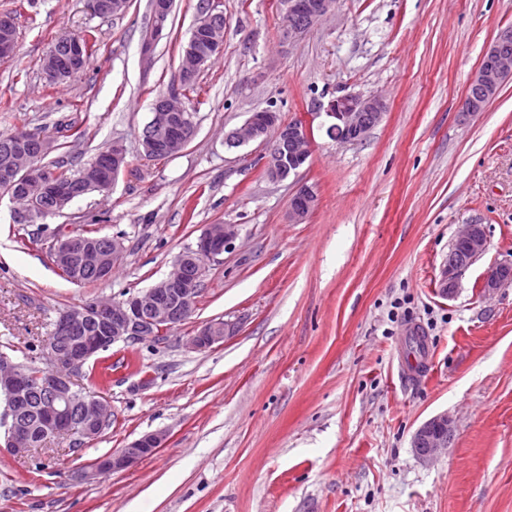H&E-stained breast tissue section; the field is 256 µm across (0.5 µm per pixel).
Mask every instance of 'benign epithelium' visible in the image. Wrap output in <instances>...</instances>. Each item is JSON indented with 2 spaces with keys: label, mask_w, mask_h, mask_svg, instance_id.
Masks as SVG:
<instances>
[{
  "label": "benign epithelium",
  "mask_w": 512,
  "mask_h": 512,
  "mask_svg": "<svg viewBox=\"0 0 512 512\" xmlns=\"http://www.w3.org/2000/svg\"><path fill=\"white\" fill-rule=\"evenodd\" d=\"M337 0H281L287 22L283 38L291 42L303 34L314 22L320 20L335 8ZM12 21L0 17V59L16 54L17 39L11 33ZM163 28L152 27L142 45V57L150 62L154 45ZM512 42V28L499 31L483 52L477 69L471 75L469 87L479 93L466 105L468 112L484 110L483 102L496 96L503 82L512 77V55L507 45ZM224 49V21L222 13L210 4L207 13L197 15L191 35L182 53V62L175 86L168 93L158 97L152 107V115L141 135L144 151L154 156L161 153L167 157L180 153L194 138L195 126L183 117L186 112L181 97V86L189 83L200 71V65L210 55H217ZM43 75L53 83L71 76L65 63L56 57L47 58ZM387 112L385 100L375 94H347L328 102L326 116L333 119L330 130H340L346 141L363 139L378 125ZM275 131L269 150L264 173L271 182H279L291 175L299 174L311 154L313 131L307 124L295 121L283 123L277 112L266 109L253 113L245 122L234 129L225 142L230 147H239L254 141H266L268 133ZM19 146L12 147L0 156V193L22 206L16 217L25 223H34L42 216L57 215L70 202V191L55 184L49 171L37 164L52 149L51 141L42 134L28 132L18 137ZM127 165L126 151L122 144L115 142L99 163H92L85 173V184L90 188H108L111 182L103 180L106 169L118 175ZM315 206V196L307 188L299 189L289 206V218L293 224L304 221ZM235 224H213L201 236L190 258L178 259L170 272L145 291L114 299L112 303L95 302L91 305L74 306L61 313L56 320L55 332L66 339L60 344L53 340L46 344L42 354L46 365L45 374L30 375L20 363L4 352L0 353V394L4 396L3 424L6 447L16 454L30 451L27 433L17 423V408L26 399L40 400V422L47 440H74L82 442L97 437L112 419L110 403L89 392L74 389L73 377L82 372L84 366L107 351L119 341L128 342L140 332L154 328L164 322H183L194 312V289L184 277L187 262L202 257L213 260L224 252L226 245L236 238ZM465 243L473 257H480L486 250L487 239L483 225L467 224L456 235ZM124 246L119 237H112L103 246L92 251L84 250L82 242L63 235L55 240L58 260L71 265L82 260L105 273L111 265L122 258ZM464 271L461 265L446 269L443 292L450 296L457 287L459 275ZM512 264L501 263L484 281L482 288L491 292L509 284ZM172 298L170 305L159 304L161 295ZM97 319L104 334L84 336V327L91 319ZM236 332L234 324L224 320L206 323L201 330L188 340V346L195 350L209 348L224 342ZM452 421L448 414L436 415L424 422L414 433L412 449L416 456L431 461L446 448L452 437ZM165 434H148L116 455L99 459L82 472L85 478H93L105 468L114 471L129 467L137 460L163 446Z\"/></svg>",
  "instance_id": "7a95c632"
}]
</instances>
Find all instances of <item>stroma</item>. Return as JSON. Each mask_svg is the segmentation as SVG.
<instances>
[{"label": "stroma", "mask_w": 512, "mask_h": 512, "mask_svg": "<svg viewBox=\"0 0 512 512\" xmlns=\"http://www.w3.org/2000/svg\"><path fill=\"white\" fill-rule=\"evenodd\" d=\"M224 50L197 78L196 134L150 158L141 132L177 76L200 0H174L152 65L141 46L150 0L95 14L88 0H0L19 31L0 62V132L37 128L75 165L120 142L112 187L42 224L15 223L0 196V346L23 359L69 307L149 288L212 224L238 235L209 262L193 315L163 340L117 343L77 384L108 399L112 421L71 450L0 446V512H512V285L483 281L512 262V80L482 112L463 109L484 48L512 26V0H338L294 43L280 0H220ZM93 32L97 52L74 80L48 86L40 60L61 35ZM378 94L388 110L362 142L326 134L320 107ZM273 109L313 130L298 175H263L266 147L226 134ZM86 129L59 146L56 126ZM308 187L299 224L288 204ZM483 225L485 253L442 291L463 225ZM89 229L121 236L110 279L60 276L47 247ZM238 333L206 350V323ZM427 355L415 361L411 331ZM448 413L434 463L411 440ZM167 441L120 471L79 470L141 437ZM52 465L32 475L34 464ZM315 196L307 188H300L292 198L289 206L290 223L304 221L315 206ZM236 332L234 324L224 320L211 321L206 323L201 330L190 337L187 344L195 350L210 348L214 344L223 343Z\"/></svg>", "instance_id": "stroma-1"}]
</instances>
